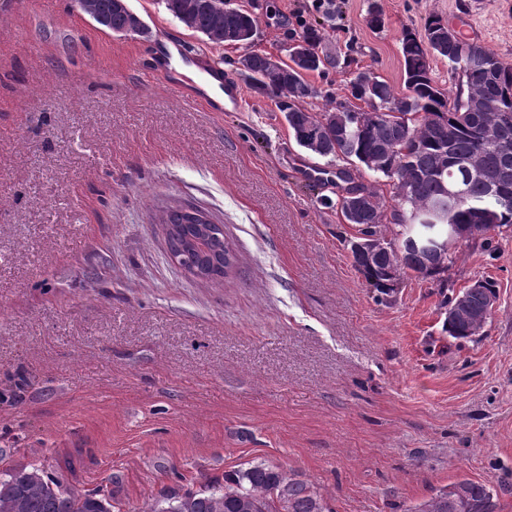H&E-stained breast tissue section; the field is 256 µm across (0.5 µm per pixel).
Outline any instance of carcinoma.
Wrapping results in <instances>:
<instances>
[{
    "label": "carcinoma",
    "mask_w": 512,
    "mask_h": 512,
    "mask_svg": "<svg viewBox=\"0 0 512 512\" xmlns=\"http://www.w3.org/2000/svg\"><path fill=\"white\" fill-rule=\"evenodd\" d=\"M82 10L100 26L117 34L132 28L145 33L143 22L128 5L118 0H82ZM172 17L215 44L229 42L232 34L256 30L258 21L247 11H236L225 0H163ZM442 18L430 15L424 20V34L412 29L402 33L404 85L400 96L375 73H357L348 83L349 97L328 99L326 109L311 112L302 105L321 92L306 75L291 65L275 69L269 55L247 54L244 75L259 94L275 101L286 114L297 144L327 159L332 166L326 182L336 187V198L344 218H349V201L366 196L377 207L353 222L358 233L375 236L385 247L370 257L352 254L353 266L366 284L389 296L401 278L413 273L448 287L452 252L434 258L425 266L418 254L402 248L407 225L415 217H427L437 208L443 231L450 224H476L491 233L512 226V200L493 192L506 185L512 189V149L504 152L486 138L498 128L512 134V66L493 51L481 47L474 56V42L460 37L435 41ZM304 43L308 72L321 71L335 64L323 52L321 31L307 26L299 37ZM436 56L448 62L455 78L450 94L431 76L428 61ZM371 109L369 119L355 121L354 101ZM358 163L392 182L393 204L388 205L376 187L359 179L349 165ZM477 166L480 176L470 178L466 166ZM457 184L461 195L446 193V186ZM165 223L174 235L169 246L189 245L198 235L195 221L176 208L165 212ZM398 227L394 237L383 233L388 225ZM470 310L464 319L446 312L443 331L458 339L479 334L493 317L497 292L492 282H478L467 289ZM497 494L483 483L460 478L443 487L427 501L407 512H495ZM0 512H330L320 492L295 472L266 461H251L224 475V482L213 481L197 490L173 493L145 507L123 508L113 497L87 494L69 488L45 467L29 465L0 474Z\"/></svg>",
    "instance_id": "carcinoma-1"
}]
</instances>
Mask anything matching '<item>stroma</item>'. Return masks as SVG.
<instances>
[{"label":"stroma","mask_w":512,"mask_h":512,"mask_svg":"<svg viewBox=\"0 0 512 512\" xmlns=\"http://www.w3.org/2000/svg\"><path fill=\"white\" fill-rule=\"evenodd\" d=\"M128 3L147 33L72 0H0V472L41 464L142 507L266 460L333 512H403L461 477L512 512V227L453 256L454 288L496 286L481 336L443 334L439 290L414 275L376 301L283 112L248 88L241 111H209L197 73L164 59L181 44L237 80L239 49L162 0ZM250 3L254 50L285 54L313 23L349 56L310 75L323 97L366 69L405 94L402 31L432 14L512 63V0ZM184 201L223 224L231 277L169 262L156 218Z\"/></svg>","instance_id":"obj_1"}]
</instances>
